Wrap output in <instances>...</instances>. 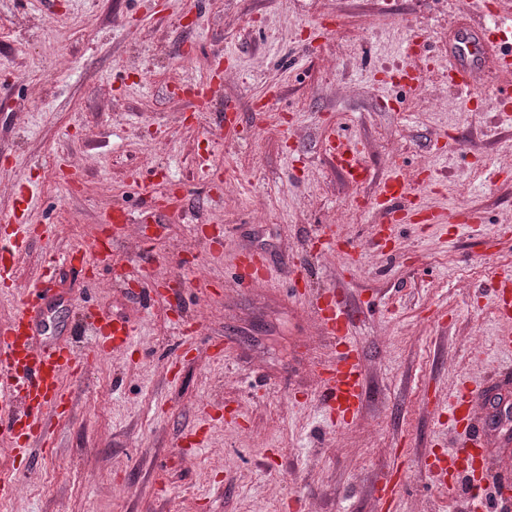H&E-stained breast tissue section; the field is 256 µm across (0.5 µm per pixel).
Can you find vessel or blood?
Wrapping results in <instances>:
<instances>
[{"mask_svg":"<svg viewBox=\"0 0 512 512\" xmlns=\"http://www.w3.org/2000/svg\"><path fill=\"white\" fill-rule=\"evenodd\" d=\"M497 44L477 40L473 31L459 33L452 46L448 77L459 92H467L481 80L485 72H500L512 68V58L498 51V43L512 42V18L494 23ZM329 152L336 166L352 181L367 179L369 173L358 161L352 141L335 138ZM414 192L408 182L391 176L379 185L380 206L386 215L403 211L404 202ZM269 268L258 258L248 256L238 265L237 279L241 287L267 279ZM491 295L503 320L512 319V270L497 274ZM42 290L29 289L18 312L8 327L0 330V436L15 439L17 428H25L29 438L37 439L45 432L43 407L60 408L64 403L61 392L63 372L77 373L83 368V357L70 348L50 347L40 339L45 310ZM313 313L320 328L336 344V357L323 369L320 399L333 407L340 421L356 416L365 400L364 366L359 345L349 338L352 326L350 304L343 293L317 297ZM95 336L97 355L109 353L111 346L125 343L134 329L128 324L113 325L103 331L89 324ZM512 386V366L500 370L493 385L465 387L453 397L450 407L463 410L464 440L460 452L466 458L485 459L488 443L484 436L485 419L481 409L501 402L502 392ZM401 486L400 478H387L372 491L380 512H389Z\"/></svg>","mask_w":512,"mask_h":512,"instance_id":"obj_1","label":"vessel or blood"}]
</instances>
